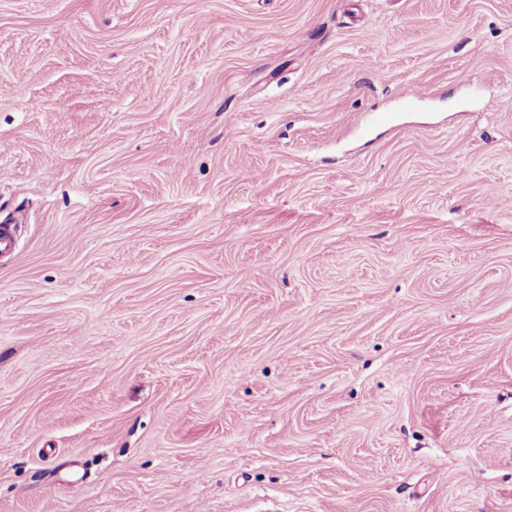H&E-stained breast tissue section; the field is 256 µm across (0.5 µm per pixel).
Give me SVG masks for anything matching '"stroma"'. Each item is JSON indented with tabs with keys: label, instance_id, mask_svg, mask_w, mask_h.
I'll use <instances>...</instances> for the list:
<instances>
[{
	"label": "stroma",
	"instance_id": "stroma-1",
	"mask_svg": "<svg viewBox=\"0 0 512 512\" xmlns=\"http://www.w3.org/2000/svg\"><path fill=\"white\" fill-rule=\"evenodd\" d=\"M4 220L0 512H512V0H0Z\"/></svg>",
	"mask_w": 512,
	"mask_h": 512
}]
</instances>
